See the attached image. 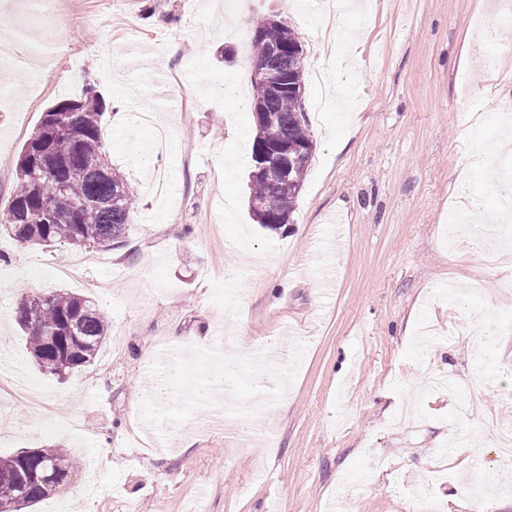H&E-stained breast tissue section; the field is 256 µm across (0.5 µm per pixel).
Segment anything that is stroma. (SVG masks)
<instances>
[{
  "instance_id": "1",
  "label": "stroma",
  "mask_w": 512,
  "mask_h": 512,
  "mask_svg": "<svg viewBox=\"0 0 512 512\" xmlns=\"http://www.w3.org/2000/svg\"><path fill=\"white\" fill-rule=\"evenodd\" d=\"M18 2L0 32L27 34L32 77L48 64L56 76L0 94V212L44 112L89 88L107 104L105 149L138 196L121 243L81 281L58 273L75 250L0 237V412L11 422L0 456L52 446L75 460L27 512H69L85 497L86 512H330L335 501L411 512L421 495L472 512L470 477L488 490L486 512H512V483L498 479L512 459L491 437L512 413V285L495 258L448 243L459 201L479 220L512 174L496 119L512 101V20L495 0H370L343 15L358 45L332 52L321 0H52L62 44L45 50ZM268 16L302 42L314 141L291 222L275 233L252 220L247 187L248 40ZM354 52L363 65L351 72ZM144 111L172 130L163 155ZM158 168L165 199L147 190ZM58 289L92 297L111 325L94 361L62 379L39 370L14 321L20 296ZM222 336L286 354L241 361L214 353ZM178 337L207 361L179 372L183 395L161 400L149 380L161 343ZM211 378L238 408L209 426L195 390Z\"/></svg>"
}]
</instances>
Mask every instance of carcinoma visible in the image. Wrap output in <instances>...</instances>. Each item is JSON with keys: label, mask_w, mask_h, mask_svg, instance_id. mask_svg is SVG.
Segmentation results:
<instances>
[{"label": "carcinoma", "mask_w": 512, "mask_h": 512, "mask_svg": "<svg viewBox=\"0 0 512 512\" xmlns=\"http://www.w3.org/2000/svg\"><path fill=\"white\" fill-rule=\"evenodd\" d=\"M285 32L288 47L272 52L270 42ZM252 35V61L280 73L284 82L252 81L253 101L264 106L269 121H253L248 205L261 227L278 230L283 227L280 219L292 216L314 149L303 107L304 54L293 48V31L286 26L278 31L267 18L254 22ZM106 109V102L90 90L81 98L60 100L43 113L19 154L16 186L8 209L0 216V232L22 245L63 242L80 248L109 249L123 237L136 208L135 190L118 168L111 166L103 175L93 169V162L106 154ZM274 139L304 151L286 191L276 178L256 174L260 155ZM59 183L63 190L57 193ZM15 319L36 364L58 377L90 364L106 342L109 328L95 301L63 290L20 299ZM52 461L72 468V459L62 451L41 448L27 462V471ZM51 494L52 489L40 479L23 477L18 471L0 472V503L20 496L24 509Z\"/></svg>", "instance_id": "cac0c4a2"}]
</instances>
